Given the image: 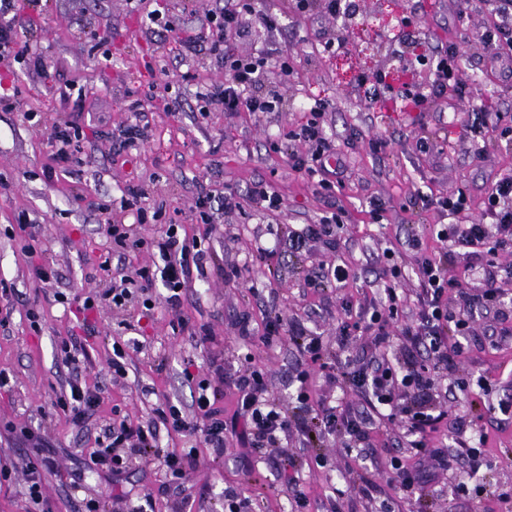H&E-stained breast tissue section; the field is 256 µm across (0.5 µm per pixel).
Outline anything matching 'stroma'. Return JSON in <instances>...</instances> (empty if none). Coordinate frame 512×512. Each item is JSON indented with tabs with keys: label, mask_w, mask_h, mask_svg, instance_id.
I'll list each match as a JSON object with an SVG mask.
<instances>
[{
	"label": "stroma",
	"mask_w": 512,
	"mask_h": 512,
	"mask_svg": "<svg viewBox=\"0 0 512 512\" xmlns=\"http://www.w3.org/2000/svg\"><path fill=\"white\" fill-rule=\"evenodd\" d=\"M279 13L281 29L271 33L253 27L235 46L248 53L261 47L287 53L293 71L283 75L272 68L262 78V90L282 96L280 111L243 112L234 117L220 112L200 113L199 92L224 73L211 56L185 54L174 34L162 33L148 16L160 11L177 22H198L214 0H29L22 14L26 24L20 39L55 67L59 77L45 81L34 68L14 65L17 88L14 110L0 109V280L14 284L17 301L0 302V370L9 381L0 389V466H11L23 445L13 427L50 433L60 469L83 465L103 436L113 411L145 424L158 399L166 397L189 410L192 388L183 371L195 375L224 368V399L220 404L228 425H241L233 385L245 362L261 368L281 405L294 409L297 385L292 380L296 354L281 345L260 341L242 344L236 323L250 318L253 333H261L268 310L283 318H298L337 350L338 322L346 303L362 302L381 268L408 267L412 252L405 240L410 231L440 223V215L410 205L413 194L442 195L465 189L473 204L470 220H480L481 202L492 180L512 170V139L485 130L471 134L465 122L469 111L491 101L500 123L512 126V58H494L479 34L492 18L484 0H357L359 15L347 28V51L331 54L322 44L336 32L333 21L311 16L298 19L281 12V0H260ZM412 16L417 43H410L399 21ZM455 45L463 56L461 86L448 87L432 102L424 117H416L401 88L375 91L360 78L377 71L392 73L410 66L416 51ZM192 80H185V73ZM328 104L326 131L336 145L343 168V187L337 207L349 219L337 231L338 249L313 240L304 254L285 252L288 228L316 222L329 210L314 184L294 171L287 155L267 149L280 129L305 123L314 101ZM72 122L87 134L79 160L58 168L47 140L52 125ZM146 126L148 138L136 149L114 151L112 131L126 124ZM426 140L427 152L416 144ZM473 141L480 156L466 152ZM265 179L280 195L275 213L246 205L247 191ZM144 186L151 198L165 200L181 212L188 235L205 236L210 254L206 273L194 282L181 307L190 324H208L215 341L197 345L188 333L173 332L174 315L157 288L158 301L150 316L140 307L125 311L105 307L95 317V332L78 366L82 382L101 387L106 402L84 430L73 428L51 401L67 390L72 375L57 363V345L77 320L68 308L46 299V292L84 294L107 286L94 276L100 254L110 242L104 234L109 212L119 211L124 188ZM234 192L241 209L225 214L221 223L201 224L193 211L199 188ZM385 200L381 222L369 214L371 198ZM36 224L38 247L54 272L40 282L22 250L26 235L17 224L19 213ZM279 250V277L268 281L255 260L257 248ZM346 263L354 278L328 291L305 286L308 271L322 264ZM43 315L42 329L33 332L26 318L30 305ZM495 314L480 317L477 334L501 329ZM126 347L127 372L113 380L108 370L113 343ZM458 377L467 379L468 394L451 404L454 414L469 423L467 438L485 435L488 461L473 479L469 494L452 491L462 469L453 463L442 472L438 490L426 501L407 498L391 479V457L404 455L395 432L374 430L375 462L358 460L342 440L326 439L323 446H306L303 436L288 444L296 485L275 478L277 454L258 453L239 436H229L223 457L205 445L174 434L161 438L165 448L192 446L200 460L184 483L191 512H224V493L245 500V512H381L392 502L397 512H512V500L500 498L512 489V418L499 406L512 404V335L500 343L485 339L469 346ZM324 466H317V458ZM163 472L147 463L131 470L125 492L137 498L152 495L153 512H175L176 496L162 492ZM368 481V494L354 485ZM45 493L53 512H82L88 499L112 505V482L101 473H86L80 488L62 485L53 474L44 476ZM304 507H297V497Z\"/></svg>",
	"instance_id": "stroma-1"
}]
</instances>
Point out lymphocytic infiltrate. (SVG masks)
Listing matches in <instances>:
<instances>
[{
    "label": "lymphocytic infiltrate",
    "instance_id": "lymphocytic-infiltrate-1",
    "mask_svg": "<svg viewBox=\"0 0 512 512\" xmlns=\"http://www.w3.org/2000/svg\"><path fill=\"white\" fill-rule=\"evenodd\" d=\"M495 21L486 28L483 39L497 54L512 55V0H485ZM16 0H0V63L21 62L28 59L29 47L22 44L17 29ZM206 27L195 30L176 25L172 20L152 16L151 21L162 31L176 34L182 46L191 53L207 52L216 56L224 68V78L212 82L199 98L204 110L216 109L228 115L241 112H272L279 100L271 95L257 94L256 88L264 72L277 68L291 73L287 54L271 50L238 54L233 43L249 36L254 25L268 30L278 29L276 13L260 9L257 0H224L222 6L208 9ZM418 63L430 66L432 82L429 92L412 91L410 99L419 111H427L433 96L449 85L459 83L461 55L456 47L432 50L431 54L417 55ZM327 105L315 102L310 117L296 129H283L271 140L273 152H287L296 171L312 179L316 191L323 198L332 199L343 185L336 170L328 162L335 148L324 129ZM415 202L423 208L436 210L441 223L428 227L427 234L414 235L407 243L412 250V270L420 294L418 307L410 320L399 323L403 300L396 284L402 275L400 267L392 265L376 276L380 285L378 296L369 304L368 311L341 320V335L365 336L362 355L345 360H331L321 336L309 330L302 321L286 320L278 315L266 318L263 343L280 341L293 346L298 355L295 379V416H288L280 403L272 397L268 380L262 370L252 366L240 370L234 386L238 392L239 414L246 422L244 437L256 448L273 451L287 447L293 433L313 437H338L363 448H371L370 424L380 410H387L389 422L398 424L404 432L406 446L414 465L407 466L399 458H391L390 467L401 489L408 496L422 500L428 497L432 480L419 461L430 458L440 469H449L447 455L432 445V437L448 423V399L465 390L466 383L456 372L466 351L462 337L473 335L476 315L489 308L503 293L498 284L497 256L501 247L512 242V173L501 175L487 189L482 218L469 222L470 201L464 191L446 195H415ZM121 211L131 212L134 223L109 218L106 235L112 248L102 256L98 268L109 275V286L100 292L67 298L54 292L59 303L74 302L81 317L79 333L69 334L60 342L61 361L71 366L77 363L84 349L81 332L90 331L88 319L102 306L126 309L129 304L141 303L145 310L155 306L152 290L163 287L164 301L171 310L182 305V296L191 288L195 273L203 272L207 257L202 241L182 235L181 224L167 218L163 202L150 201L140 185L127 186L120 203ZM347 213L337 210L321 217L317 223L288 233V247L298 253L312 240L336 247L334 225L343 223ZM153 220L162 222L157 239L146 242L137 227ZM152 244L158 251L156 260L135 270L124 263H113V255L138 250ZM462 256L471 268L483 275L481 289L465 287L448 267L449 253ZM460 304L461 315H452L451 304ZM338 385L361 397L360 407L327 404L317 388L318 383ZM69 394L59 397L55 405L67 415L69 422L84 427L104 401L102 389L83 386L79 377L68 383ZM197 396L193 413L182 412L172 402L157 404L155 417L148 424L133 423L127 418H115L105 443L90 454L95 469L119 475L134 459H146L163 471L169 487L181 490L190 470L199 464L195 449L174 451L159 444L160 430L183 436L200 435L206 447L216 453L224 451V413L217 405L224 394L223 374L208 375L196 382ZM42 452L37 457H20L26 476L28 497L38 512H51L44 494L43 472L57 471L54 459L44 454L46 439L37 440Z\"/></svg>",
    "mask_w": 512,
    "mask_h": 512
}]
</instances>
